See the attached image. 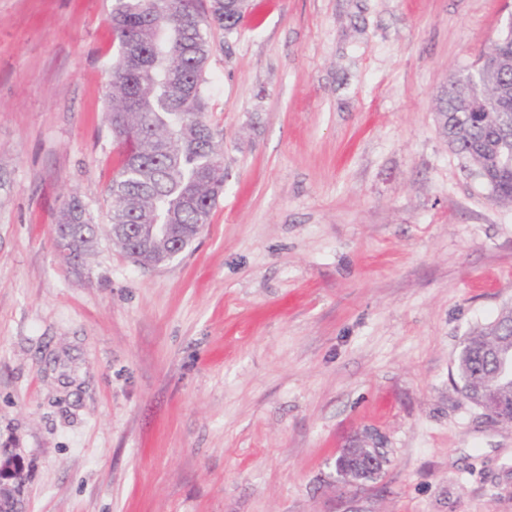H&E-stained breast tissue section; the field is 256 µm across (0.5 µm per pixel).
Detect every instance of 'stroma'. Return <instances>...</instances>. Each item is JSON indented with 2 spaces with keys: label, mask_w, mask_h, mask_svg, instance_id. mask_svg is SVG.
Masks as SVG:
<instances>
[{
  "label": "stroma",
  "mask_w": 512,
  "mask_h": 512,
  "mask_svg": "<svg viewBox=\"0 0 512 512\" xmlns=\"http://www.w3.org/2000/svg\"><path fill=\"white\" fill-rule=\"evenodd\" d=\"M212 27L224 194L144 269L110 242L112 0H0V448L26 512H512V426L464 398L512 305V205L436 122L512 0H257ZM77 196L82 267L55 246ZM383 472L341 487L343 449ZM79 225H71L78 224ZM98 227L92 224L87 217L86 209L77 197L70 198L59 210L55 224V238L66 237V240L59 241L58 250L67 257L73 259L74 249L78 253L81 262L92 250L97 240ZM74 247L72 246V241ZM512 315V309H504L493 321L482 326L476 332L466 336L463 340L461 349L455 360V369L461 392L468 399L472 398V391L476 382H493L494 380L502 383L511 392L512 383L510 374L497 379L496 373L498 364L495 360H488L485 349L491 346L495 347L497 342L493 336H498V324L500 318ZM346 448L336 459V470L344 467L362 466L366 467L367 462L372 459H378V467L374 471H368L369 476L367 480L372 479L375 475L378 476L383 470L385 463H387L386 453L384 451H377L374 448ZM338 475L343 479L346 485L357 486L358 482L364 481L361 476H356L349 470H338Z\"/></svg>",
  "instance_id": "stroma-1"
}]
</instances>
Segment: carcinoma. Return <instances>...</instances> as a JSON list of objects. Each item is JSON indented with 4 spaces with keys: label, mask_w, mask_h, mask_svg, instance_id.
Wrapping results in <instances>:
<instances>
[{
    "label": "carcinoma",
    "mask_w": 512,
    "mask_h": 512,
    "mask_svg": "<svg viewBox=\"0 0 512 512\" xmlns=\"http://www.w3.org/2000/svg\"><path fill=\"white\" fill-rule=\"evenodd\" d=\"M238 0H115L109 25L116 54L105 96L107 121L122 147L112 174L111 241L134 262L149 266L175 244L188 247L210 223L224 193V145L205 118L204 84L211 53V24L230 31L249 11ZM438 123L450 147L492 177L495 199L512 203V165L496 162L501 145L512 144V95L504 100L478 69L462 73L439 98ZM138 224H162L147 241L125 232ZM98 227L72 197L59 210L55 236H70L80 258L97 240ZM500 317L467 336L455 360L461 392L472 398L476 383L497 381L512 389V376H496L498 364L485 349L496 346ZM380 475L386 453L347 448L336 468L367 466Z\"/></svg>",
    "instance_id": "carcinoma-1"
}]
</instances>
